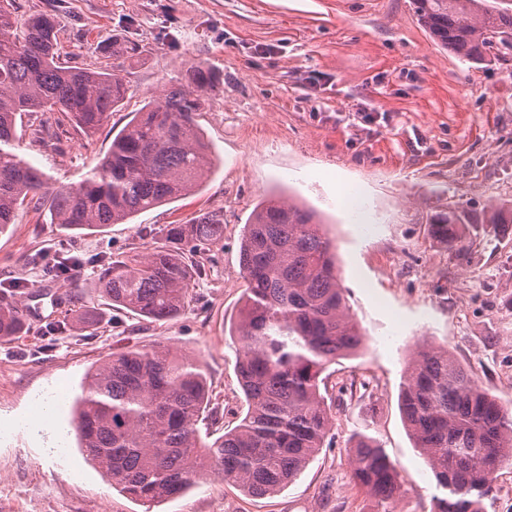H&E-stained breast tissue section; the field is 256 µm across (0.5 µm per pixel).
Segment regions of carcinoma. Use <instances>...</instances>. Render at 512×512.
<instances>
[{"label": "carcinoma", "mask_w": 512, "mask_h": 512, "mask_svg": "<svg viewBox=\"0 0 512 512\" xmlns=\"http://www.w3.org/2000/svg\"><path fill=\"white\" fill-rule=\"evenodd\" d=\"M13 2L0 0V228L14 223L26 203L46 207L53 224L82 229L123 224L193 193L211 169L196 121L213 79L203 66L188 85L170 87L158 103L133 113L77 182L59 183L16 152L18 117L67 112L93 133L121 108L128 88L113 71L61 65L55 15H32L20 25ZM413 4L433 39L467 61L487 60L491 34L512 35V10L487 0ZM477 223L471 212L450 205L435 215L434 233L461 251V226ZM223 233L218 212L194 224H167L152 251L102 266V291L141 317L170 319L187 303L194 257ZM240 264L247 288L235 333L243 343L238 375L247 412L232 430L200 445L203 412L217 420L203 368L166 346L114 352L86 375L77 399L81 447L132 499L159 503L210 474L251 496L275 495L325 446L333 421L320 393L322 374L362 341L332 241L312 211L270 199L244 225ZM26 329L19 307L0 297V340ZM400 409L436 479L433 512H484L497 472L512 465V412L448 350L427 341L408 367ZM350 468L354 487L376 503V512H393L396 467L373 437H358Z\"/></svg>", "instance_id": "cac0c4a2"}]
</instances>
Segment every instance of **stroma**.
I'll return each instance as SVG.
<instances>
[{
  "mask_svg": "<svg viewBox=\"0 0 512 512\" xmlns=\"http://www.w3.org/2000/svg\"><path fill=\"white\" fill-rule=\"evenodd\" d=\"M14 8L21 18L56 14L61 62L115 71L128 86L121 110L89 136L61 112L47 115L51 137L36 117L19 120L18 153L57 181H79L131 113L192 68H210L215 85L197 116L212 169L195 194L94 230L62 229L29 205L0 229V282L18 284L29 325L0 342V512H371L350 482L358 433L397 469L393 512H431L436 481L400 411L417 344L448 349L512 410V54L476 63L449 53L411 0H15ZM129 44L138 47L131 57ZM340 181L378 216L375 235L339 201ZM271 195L319 212L364 334L327 369L332 440L273 496L207 477L162 503L132 500L79 446L73 405L82 382L111 353L164 345L207 373L223 419L199 423L202 440L239 424L240 242ZM451 205L480 216L499 210L506 221L492 236L466 225L461 256L431 233ZM205 212L223 213L224 236L180 315L142 320L103 295L99 264L147 253L160 243L156 229ZM54 252L73 261L61 279L44 272L42 256ZM39 405L53 408L57 428L34 437L24 417Z\"/></svg>",
  "mask_w": 512,
  "mask_h": 512,
  "instance_id": "1",
  "label": "stroma"
}]
</instances>
